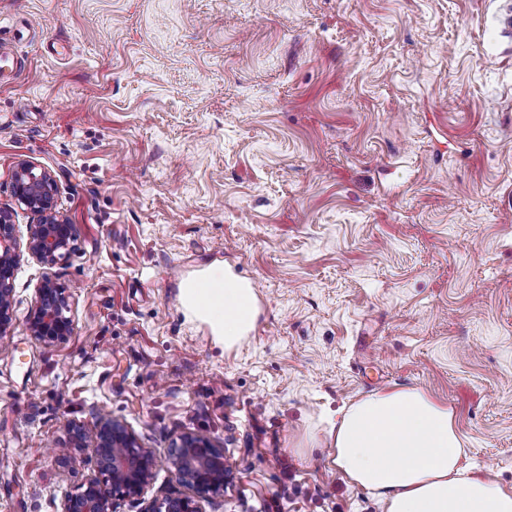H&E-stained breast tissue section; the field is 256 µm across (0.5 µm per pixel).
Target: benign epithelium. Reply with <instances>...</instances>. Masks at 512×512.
I'll use <instances>...</instances> for the list:
<instances>
[{"instance_id": "1", "label": "benign epithelium", "mask_w": 512, "mask_h": 512, "mask_svg": "<svg viewBox=\"0 0 512 512\" xmlns=\"http://www.w3.org/2000/svg\"><path fill=\"white\" fill-rule=\"evenodd\" d=\"M15 197L35 217L29 225V253L44 268L37 289L35 309L29 317L31 336L39 343L66 341L73 331L67 316L69 295L57 282L52 268L68 253L77 239L76 226L58 211L54 176L28 161H22L12 183ZM14 224L9 211L0 209V338L13 320V280L17 256L13 249ZM79 447L90 448L99 461L98 476L85 488L66 498L63 512H112L116 499L140 496L152 478L151 451L138 445L127 425L110 416L100 418L92 432H77ZM171 465L178 480L198 494L215 493L224 487V453L200 433L180 435L172 449ZM145 512H202L189 496H170Z\"/></svg>"}]
</instances>
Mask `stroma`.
<instances>
[{
	"label": "stroma",
	"instance_id": "35a3bbf8",
	"mask_svg": "<svg viewBox=\"0 0 512 512\" xmlns=\"http://www.w3.org/2000/svg\"><path fill=\"white\" fill-rule=\"evenodd\" d=\"M512 0H0V208L16 251L0 339V512H62L98 472L76 429L123 421L188 496L173 439L206 433L203 512H385L333 463L343 408L415 387L512 488ZM15 61V62H16ZM78 237L54 273L71 338L27 321L44 268L20 161ZM232 267L261 314L237 350L183 315ZM67 448L70 458H59Z\"/></svg>",
	"mask_w": 512,
	"mask_h": 512
}]
</instances>
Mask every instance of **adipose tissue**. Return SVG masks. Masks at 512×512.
I'll list each match as a JSON object with an SVG mask.
<instances>
[{
  "instance_id": "obj_1",
  "label": "adipose tissue",
  "mask_w": 512,
  "mask_h": 512,
  "mask_svg": "<svg viewBox=\"0 0 512 512\" xmlns=\"http://www.w3.org/2000/svg\"><path fill=\"white\" fill-rule=\"evenodd\" d=\"M179 298L184 314L228 352L260 315L252 283L229 268L183 279ZM330 440L337 469L386 512H512V491L461 466L465 450L453 411L422 390L364 397L344 411Z\"/></svg>"
}]
</instances>
